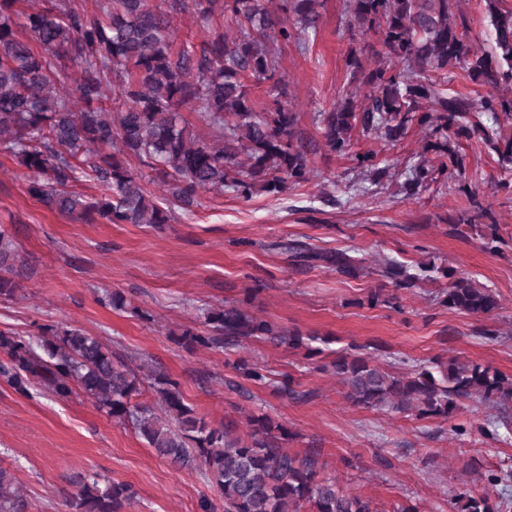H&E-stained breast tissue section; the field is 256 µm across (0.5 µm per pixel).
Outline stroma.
<instances>
[{"label": "stroma", "instance_id": "35a3bbf8", "mask_svg": "<svg viewBox=\"0 0 512 512\" xmlns=\"http://www.w3.org/2000/svg\"><path fill=\"white\" fill-rule=\"evenodd\" d=\"M306 51L283 47L277 75L299 114L309 179L280 195L244 198L198 192L190 207L168 199L154 171L131 160L145 188L171 212L165 224H90L48 210L32 197L16 164L0 154V227L19 260L13 298H0V330L38 340L43 325L82 327L107 344L138 378L161 371L180 384L185 403L210 425L245 424L268 414L291 434L290 451L314 450L326 476L372 501L377 512L415 505L418 512H461L466 491L512 512V402L460 404L448 420L365 409L351 404L331 363L349 345L373 363L404 360L430 366L456 357L512 378V183L481 137L459 141L462 176L436 175L415 196L403 184L430 139L417 126L391 142L354 132L345 155L329 151L315 121L345 87L352 47L345 0H322ZM371 153L380 179L359 166ZM475 218L467 235L455 225ZM362 259L364 276L304 266L283 241ZM421 261L447 269L438 284L393 288L380 275L385 260ZM491 288L499 307L479 317L439 304L449 276ZM120 292L122 309L107 296ZM279 328L322 336L320 355L306 357L272 340L212 348L187 347L182 333L203 329L207 310L238 304ZM247 362L264 381L242 378ZM291 375L303 401L282 398ZM0 468L22 486L24 512H72L83 483L131 484L134 503L122 512H224L222 495L200 465L158 458L135 429L98 409L82 393L66 399L41 387L15 393L0 378ZM498 482H488V474Z\"/></svg>", "mask_w": 512, "mask_h": 512}]
</instances>
